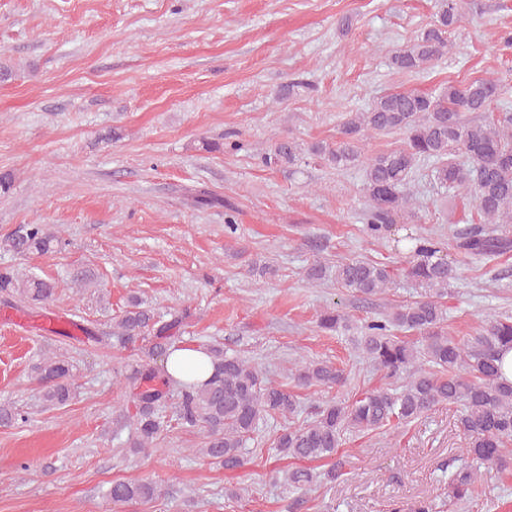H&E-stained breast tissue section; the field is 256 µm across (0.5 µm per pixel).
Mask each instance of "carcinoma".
<instances>
[{
	"mask_svg": "<svg viewBox=\"0 0 512 512\" xmlns=\"http://www.w3.org/2000/svg\"><path fill=\"white\" fill-rule=\"evenodd\" d=\"M466 0H439L433 23L410 45L391 51L389 67L396 73H418L441 59L448 49V33L462 21ZM500 78H477L450 83L437 94L395 92L377 98L364 112H355L339 126L336 147L314 144L307 154L338 169L364 165L363 192L368 201L364 233L384 238L398 224H410L417 212L411 189L421 161L433 163L441 186L473 200L480 222L459 231L454 248L467 258H490L512 251V112H500L477 122L473 113L491 112L506 92ZM369 133L404 136L403 146L362 159L360 143ZM302 149L281 139L266 153L267 164L294 165ZM465 156L461 161L458 156ZM402 272L424 289L420 299L392 308L360 326L359 353L383 374L385 382L363 389L349 400L317 406L312 416L295 421L302 409L297 395L270 381L248 360L207 346L213 372L208 380L188 383L165 371L162 361L180 348L182 319L158 323L137 297H130L112 324V337L125 346L153 336L150 357L120 383L133 398L135 412L127 418L129 446L145 450L157 445L167 426L160 409L172 411L170 420L203 437L200 451L226 470L245 463V450L267 418L288 420L274 440L275 456L291 460L283 471L285 484L302 495L311 490L314 473L306 462H332L326 472L335 481L345 475L338 456L345 433L364 434L383 428L398 429L443 406L459 408L460 423L471 439L466 452L448 462V505L472 504L486 495L481 467L512 471V382L502 378L503 354L512 350V315L487 320L475 336L457 341L448 336L447 313L439 298L457 278V267L440 243L431 237L413 238ZM65 240L43 224H28L5 238L4 247L17 254L43 255L59 251ZM331 275L336 283L365 299L380 295L394 282V269L382 263L344 259L332 270L316 262L305 278L318 283ZM4 300L33 306L52 299L55 286L36 276L0 269ZM328 332L348 329L349 318L328 308L319 318ZM416 339L410 340L407 334ZM161 364H155V361ZM41 398L47 406L66 404L71 396V365L64 354L42 359L37 365ZM296 386H346L348 375L329 361H301L291 369ZM162 495L151 483L117 481L108 496L112 503L149 502Z\"/></svg>",
	"mask_w": 512,
	"mask_h": 512,
	"instance_id": "1",
	"label": "carcinoma"
}]
</instances>
